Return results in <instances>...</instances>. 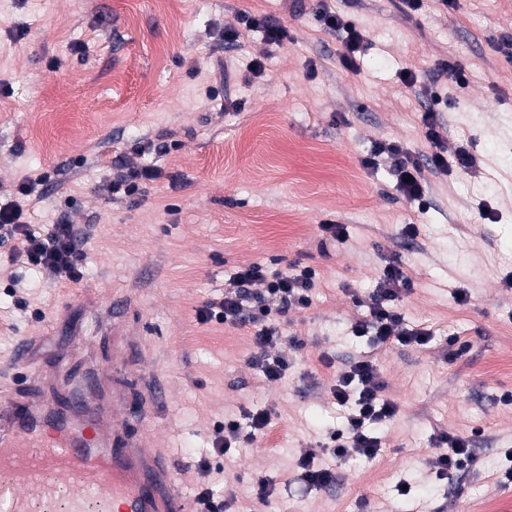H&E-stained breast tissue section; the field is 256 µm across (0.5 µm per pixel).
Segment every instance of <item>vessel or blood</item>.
Instances as JSON below:
<instances>
[{"label": "vessel or blood", "instance_id": "vessel-or-blood-1", "mask_svg": "<svg viewBox=\"0 0 512 512\" xmlns=\"http://www.w3.org/2000/svg\"><path fill=\"white\" fill-rule=\"evenodd\" d=\"M99 366L73 384L74 411L0 396V500L7 512H195L171 461L143 435L115 444L124 399Z\"/></svg>", "mask_w": 512, "mask_h": 512}]
</instances>
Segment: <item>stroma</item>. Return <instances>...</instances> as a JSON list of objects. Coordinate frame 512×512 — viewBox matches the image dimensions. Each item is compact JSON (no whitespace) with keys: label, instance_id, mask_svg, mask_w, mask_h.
Wrapping results in <instances>:
<instances>
[{"label":"stroma","instance_id":"obj_1","mask_svg":"<svg viewBox=\"0 0 512 512\" xmlns=\"http://www.w3.org/2000/svg\"><path fill=\"white\" fill-rule=\"evenodd\" d=\"M327 3L369 39L358 73L340 62V33L298 11V0H44L38 12L29 0H0V206L22 203L31 224L75 225L84 250V278L68 286L13 260L0 238V367L25 336L34 343L14 376L21 389L62 367L81 376L86 355L111 361L100 309L123 295L131 338L114 372L126 391L115 436L143 433L146 384L169 383L154 435L187 493L202 483L195 450L214 426L266 410L268 428L233 443L212 477L233 493L230 512H469L479 499L512 507V373L487 374L512 336V63L498 50L512 34V0H423L416 12L402 0ZM240 13L285 22L292 43L258 33L225 47L224 27ZM255 58L265 74L245 82ZM446 59L468 83L448 87L443 145L474 165L424 167L420 209L398 191L391 158L373 150L397 141L430 154L420 122L430 100L401 91L399 73L416 66L424 87ZM209 86L217 98L205 97ZM228 100L241 110H225ZM140 162L164 172L146 199L108 196L113 174ZM31 172L47 180L19 198ZM325 224L344 225L345 240ZM249 263L308 266L319 277L312 305L288 313L304 346H278L290 366L276 382L250 365L248 329L196 319ZM389 263L413 281L398 302L405 328L431 336L378 354L398 411L374 429L377 458L323 453L336 480L309 487L296 461L346 424L328 391L370 349L352 323ZM444 433L469 439L474 455L449 479L433 467ZM260 477L274 487L265 503L254 492ZM402 479L410 495L397 492Z\"/></svg>","mask_w":512,"mask_h":512}]
</instances>
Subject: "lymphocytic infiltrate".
I'll return each mask as SVG.
<instances>
[{"label": "lymphocytic infiltrate", "mask_w": 512, "mask_h": 512, "mask_svg": "<svg viewBox=\"0 0 512 512\" xmlns=\"http://www.w3.org/2000/svg\"><path fill=\"white\" fill-rule=\"evenodd\" d=\"M311 10L325 28L341 33V63L349 71H358L357 59L366 41L364 32L345 16L330 11L323 0H315ZM257 32L263 33L268 42L279 46L292 40L285 23L242 13L236 24L225 26L224 44L230 48L241 46ZM377 150L393 159L399 192L409 201L423 202V164L418 158L396 142L380 144ZM162 176V170L154 164L132 166L117 174L106 191L115 199L124 196L139 201L143 199L148 185ZM0 237L12 241L17 258L30 268L51 271L61 280L73 284L82 281V239L74 225L51 224L44 229L35 228L25 222L22 209L11 204L0 208ZM259 282L265 286L260 293L254 289ZM412 286L411 277L402 267L386 265L366 314L354 321V334L370 337L374 349L353 361L330 388L332 403L349 410L345 428L337 431L329 448L330 455L336 458L352 452L372 460L381 451L382 442L373 436L371 428L391 420L397 413V406L384 394L375 351L396 344L424 345L430 336L427 330H409L403 326V317L396 303ZM315 288V273L311 268L272 272L261 264L251 263L230 278L222 299L206 301L197 308L196 318L202 323L218 320L250 327L255 349L252 364L261 379L277 381L284 377L289 366L287 357L275 352L283 337L281 321L290 309L309 308ZM247 418V423L228 420L215 429L211 446L200 459L203 472H211L212 458L227 454L232 441L240 439L244 431L261 432L270 423V414L265 410L248 413Z\"/></svg>", "instance_id": "f902f5d3"}]
</instances>
